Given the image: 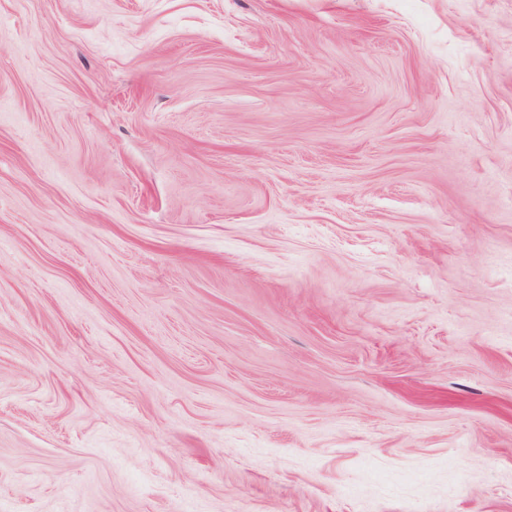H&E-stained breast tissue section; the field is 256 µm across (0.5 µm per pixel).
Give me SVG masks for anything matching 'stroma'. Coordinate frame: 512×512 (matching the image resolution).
<instances>
[{"label":"stroma","instance_id":"35a3bbf8","mask_svg":"<svg viewBox=\"0 0 512 512\" xmlns=\"http://www.w3.org/2000/svg\"><path fill=\"white\" fill-rule=\"evenodd\" d=\"M0 512H512V0H0Z\"/></svg>","mask_w":512,"mask_h":512}]
</instances>
